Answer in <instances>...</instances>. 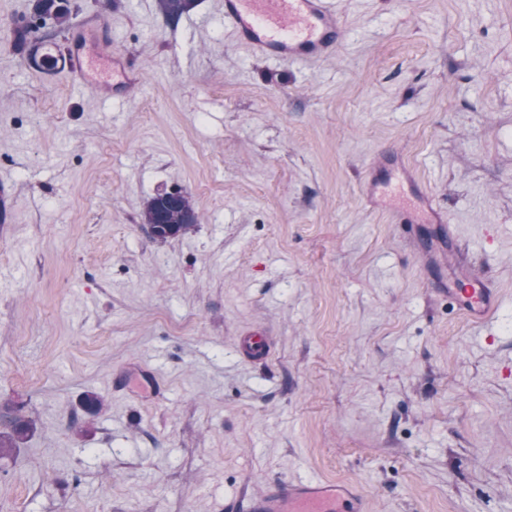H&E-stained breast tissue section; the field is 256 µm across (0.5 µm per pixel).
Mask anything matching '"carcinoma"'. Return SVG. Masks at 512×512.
I'll use <instances>...</instances> for the list:
<instances>
[{
    "label": "carcinoma",
    "instance_id": "1",
    "mask_svg": "<svg viewBox=\"0 0 512 512\" xmlns=\"http://www.w3.org/2000/svg\"><path fill=\"white\" fill-rule=\"evenodd\" d=\"M164 19L174 23L189 13L196 0H158ZM73 26V12L69 0H32L31 11L25 22L14 27V52L31 61L40 46L64 35ZM151 237L168 240V234L185 232L197 222L193 199L178 191L157 193L145 200L140 213ZM36 421L22 413V407L12 402L0 403V456L9 457L34 434Z\"/></svg>",
    "mask_w": 512,
    "mask_h": 512
}]
</instances>
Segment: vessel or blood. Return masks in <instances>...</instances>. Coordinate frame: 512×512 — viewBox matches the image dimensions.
<instances>
[{"mask_svg":"<svg viewBox=\"0 0 512 512\" xmlns=\"http://www.w3.org/2000/svg\"><path fill=\"white\" fill-rule=\"evenodd\" d=\"M225 24L238 40L256 54L280 61L311 62L325 59L341 44V16L332 0H224ZM87 27L78 28L68 53V75L94 90L105 101L122 100L138 84L135 65L115 53L95 56L84 49ZM366 192L373 202H388L392 223L442 224L446 218L419 187L406 168H394L388 156L372 164ZM449 298L464 317L485 322L494 313L498 296L488 276L469 274L464 287L452 288ZM240 353L265 362L268 348L263 337H241ZM243 512H368V501L355 485L303 479L273 482L263 493L243 497Z\"/></svg>","mask_w":512,"mask_h":512,"instance_id":"vessel-or-blood-1","label":"vessel or blood"}]
</instances>
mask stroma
Returning a JSON list of instances; mask_svg holds the SVG:
<instances>
[{"mask_svg": "<svg viewBox=\"0 0 512 512\" xmlns=\"http://www.w3.org/2000/svg\"><path fill=\"white\" fill-rule=\"evenodd\" d=\"M29 2L0 0V398L37 429L0 512H230L297 479L370 512H512V0H335L341 46L303 64L238 41L223 0L174 25L71 0L141 73L112 105L14 53ZM387 151L489 274V325L439 294L438 227L409 243L367 200ZM173 189L199 221L159 242L139 214ZM240 353L247 359L263 363L268 357V348L263 336H242L238 342Z\"/></svg>", "mask_w": 512, "mask_h": 512, "instance_id": "35a3bbf8", "label": "stroma"}]
</instances>
